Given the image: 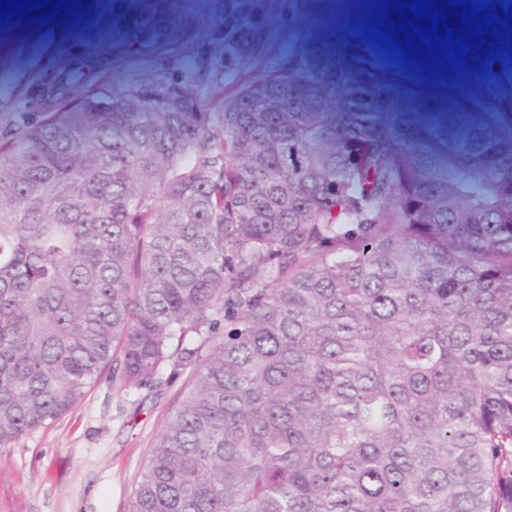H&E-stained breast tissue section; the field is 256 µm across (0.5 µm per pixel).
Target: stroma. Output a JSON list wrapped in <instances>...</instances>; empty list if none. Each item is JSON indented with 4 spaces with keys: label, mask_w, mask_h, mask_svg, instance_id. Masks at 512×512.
I'll return each instance as SVG.
<instances>
[{
    "label": "stroma",
    "mask_w": 512,
    "mask_h": 512,
    "mask_svg": "<svg viewBox=\"0 0 512 512\" xmlns=\"http://www.w3.org/2000/svg\"><path fill=\"white\" fill-rule=\"evenodd\" d=\"M81 2L103 23L0 21V129L14 124L23 107L34 114L79 89L172 73L207 87L201 102L216 108L230 45L248 63L289 66L349 112L370 109L362 78L371 74L389 90L370 109L377 126L396 129L406 148L455 162L512 150V126L495 110L512 96V85H489L462 103L450 85L434 84L417 67L394 74L362 35L343 30L329 37L311 23L323 0H296L287 40L263 21L270 0H196L189 12L177 0H143L137 11L127 0ZM183 383L175 378L149 396L101 378L68 414L0 448V512H129L138 473Z\"/></svg>",
    "instance_id": "stroma-1"
}]
</instances>
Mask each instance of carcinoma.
<instances>
[{
	"mask_svg": "<svg viewBox=\"0 0 512 512\" xmlns=\"http://www.w3.org/2000/svg\"><path fill=\"white\" fill-rule=\"evenodd\" d=\"M222 68L214 112L173 74L0 129V448L170 362L130 512H512V156L446 174Z\"/></svg>",
	"mask_w": 512,
	"mask_h": 512,
	"instance_id": "1",
	"label": "carcinoma"
}]
</instances>
